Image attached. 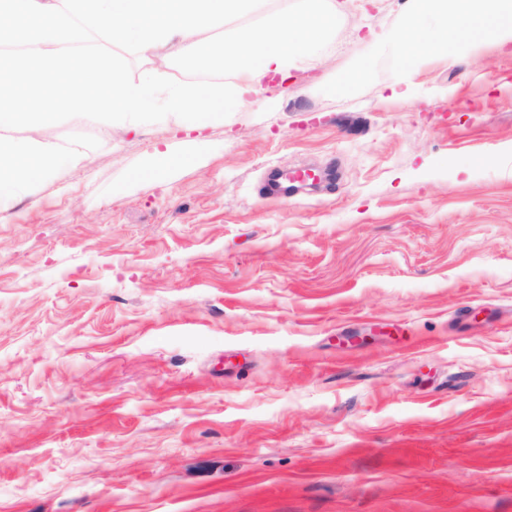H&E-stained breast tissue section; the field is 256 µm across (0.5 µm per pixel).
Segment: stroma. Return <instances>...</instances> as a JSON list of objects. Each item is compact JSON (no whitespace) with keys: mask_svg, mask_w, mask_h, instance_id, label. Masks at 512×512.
Returning a JSON list of instances; mask_svg holds the SVG:
<instances>
[{"mask_svg":"<svg viewBox=\"0 0 512 512\" xmlns=\"http://www.w3.org/2000/svg\"><path fill=\"white\" fill-rule=\"evenodd\" d=\"M402 3L227 123L55 124L100 145L0 207V512H512V55L390 97Z\"/></svg>","mask_w":512,"mask_h":512,"instance_id":"obj_1","label":"stroma"}]
</instances>
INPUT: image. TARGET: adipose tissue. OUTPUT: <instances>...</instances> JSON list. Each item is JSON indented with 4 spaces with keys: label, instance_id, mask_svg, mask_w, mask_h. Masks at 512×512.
I'll list each match as a JSON object with an SVG mask.
<instances>
[{
    "label": "adipose tissue",
    "instance_id": "1",
    "mask_svg": "<svg viewBox=\"0 0 512 512\" xmlns=\"http://www.w3.org/2000/svg\"><path fill=\"white\" fill-rule=\"evenodd\" d=\"M402 12V24L383 39L400 72L456 58L477 42L512 50V0H405Z\"/></svg>",
    "mask_w": 512,
    "mask_h": 512
}]
</instances>
